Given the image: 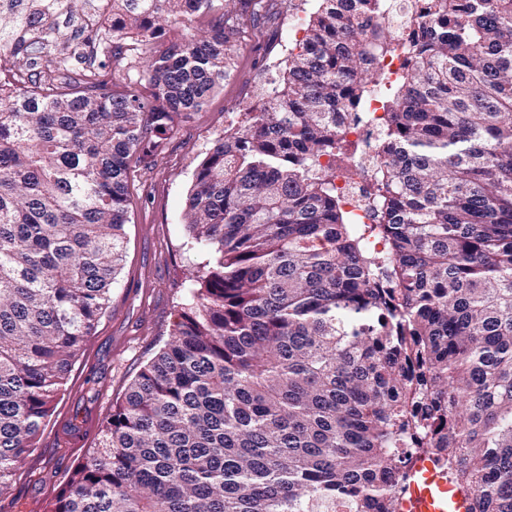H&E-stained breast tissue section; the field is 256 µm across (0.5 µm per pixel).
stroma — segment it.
I'll use <instances>...</instances> for the list:
<instances>
[{"label":"stroma","mask_w":512,"mask_h":512,"mask_svg":"<svg viewBox=\"0 0 512 512\" xmlns=\"http://www.w3.org/2000/svg\"><path fill=\"white\" fill-rule=\"evenodd\" d=\"M315 8V0H265L264 15L240 27L230 76L199 111L176 123L150 168L131 162V222L111 301L74 362L37 448L0 496V512H46L70 468L97 443L113 401L164 346L191 289L186 272L208 257L185 229L194 172L225 127L261 104L268 83L279 82L288 62L279 37L289 15L307 16Z\"/></svg>","instance_id":"35a3bbf8"}]
</instances>
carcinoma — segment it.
Segmentation results:
<instances>
[{"instance_id": "carcinoma-1", "label": "carcinoma", "mask_w": 512, "mask_h": 512, "mask_svg": "<svg viewBox=\"0 0 512 512\" xmlns=\"http://www.w3.org/2000/svg\"><path fill=\"white\" fill-rule=\"evenodd\" d=\"M110 2L78 78L67 58L37 73L46 39L0 15V55H33L29 75L0 72V495L107 308L131 157L151 166L229 77L261 8ZM388 9L317 0L277 95L197 166L201 287L47 512H396L429 451L467 512H512V0H404L397 32ZM387 55L407 63L393 81L371 67ZM376 91L379 222L363 227L319 159L345 156Z\"/></svg>"}]
</instances>
